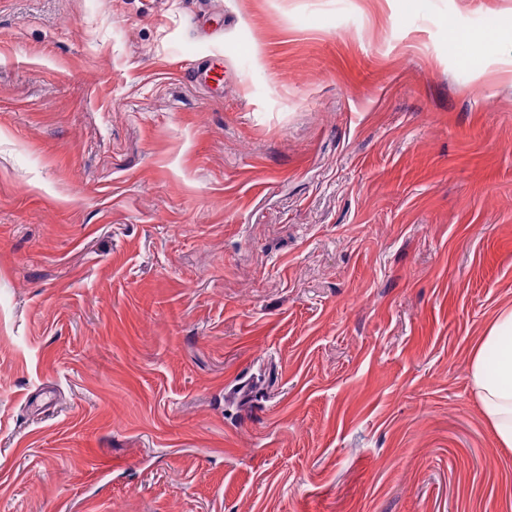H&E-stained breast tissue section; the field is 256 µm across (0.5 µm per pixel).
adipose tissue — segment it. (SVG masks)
I'll list each match as a JSON object with an SVG mask.
<instances>
[{"label":"adipose tissue","instance_id":"1","mask_svg":"<svg viewBox=\"0 0 512 512\" xmlns=\"http://www.w3.org/2000/svg\"><path fill=\"white\" fill-rule=\"evenodd\" d=\"M468 376L499 444L512 448V306L499 309L471 351Z\"/></svg>","mask_w":512,"mask_h":512}]
</instances>
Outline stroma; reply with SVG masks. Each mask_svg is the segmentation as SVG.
<instances>
[{
    "instance_id": "35a3bbf8",
    "label": "stroma",
    "mask_w": 512,
    "mask_h": 512,
    "mask_svg": "<svg viewBox=\"0 0 512 512\" xmlns=\"http://www.w3.org/2000/svg\"><path fill=\"white\" fill-rule=\"evenodd\" d=\"M508 305L512 0H0V512H512ZM468 376L499 444L512 448V306L499 309L471 351Z\"/></svg>"
}]
</instances>
